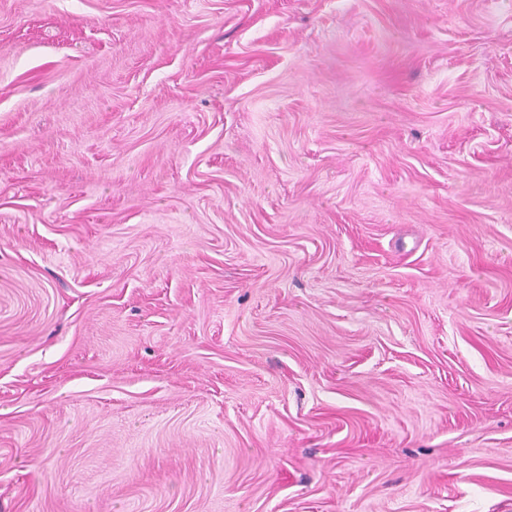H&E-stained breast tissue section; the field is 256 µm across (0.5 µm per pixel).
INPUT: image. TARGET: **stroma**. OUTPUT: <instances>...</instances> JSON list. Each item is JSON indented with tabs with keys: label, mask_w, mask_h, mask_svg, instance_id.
Segmentation results:
<instances>
[{
	"label": "stroma",
	"mask_w": 512,
	"mask_h": 512,
	"mask_svg": "<svg viewBox=\"0 0 512 512\" xmlns=\"http://www.w3.org/2000/svg\"><path fill=\"white\" fill-rule=\"evenodd\" d=\"M0 512H512V0H0Z\"/></svg>",
	"instance_id": "obj_1"
}]
</instances>
